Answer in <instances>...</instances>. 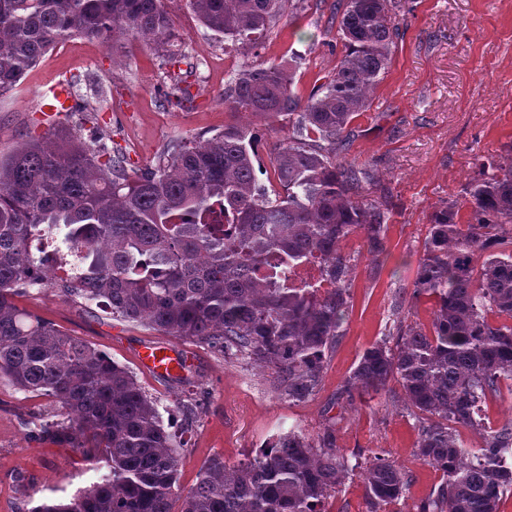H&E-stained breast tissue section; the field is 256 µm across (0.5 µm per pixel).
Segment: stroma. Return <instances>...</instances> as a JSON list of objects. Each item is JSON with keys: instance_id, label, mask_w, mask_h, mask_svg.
<instances>
[{"instance_id": "35a3bbf8", "label": "stroma", "mask_w": 512, "mask_h": 512, "mask_svg": "<svg viewBox=\"0 0 512 512\" xmlns=\"http://www.w3.org/2000/svg\"><path fill=\"white\" fill-rule=\"evenodd\" d=\"M403 33L379 83L348 161L370 167L387 188L392 221L385 253L372 257L362 236L342 243L352 259L350 307L345 334L330 355L321 389L295 402L275 392L268 373L244 360L224 361L203 345L113 318L95 305L53 291L30 289L19 307L52 322L128 368L156 399L166 431L184 442L178 485L189 489L208 458L228 464L251 458L271 436L294 428L315 440L332 432L347 455L378 453L403 465L412 478L397 512H416L442 474L414 454L416 422L404 409L403 392L354 394L342 421L327 407L360 355L398 323L430 328L434 301L412 299L430 214L460 199L483 163L512 152V0H402ZM335 0H302L293 17L280 18L259 54L225 46L198 20L186 0H166L173 33L185 59L167 63L153 47L128 42L122 48L94 38H71L50 49L20 85L0 97V153L37 136L32 115L54 75L78 77L76 104H96L100 131L110 133L128 158L129 173L153 164L174 139L202 140L234 122L224 107L231 77L255 61L278 62L297 55L293 89L308 97L333 67L328 48L336 38ZM93 75L96 86L84 83ZM190 97L177 101L174 83ZM257 151L266 182L270 154L288 124L254 115ZM145 343L181 347L193 365L184 379L154 376L135 357ZM200 410L186 422L184 404ZM45 399L0 382V512H30L47 500L73 495L100 474L80 449L32 440L36 422L49 414Z\"/></svg>"}]
</instances>
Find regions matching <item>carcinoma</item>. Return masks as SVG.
I'll list each match as a JSON object with an SVG mask.
<instances>
[{
    "instance_id": "obj_1",
    "label": "carcinoma",
    "mask_w": 512,
    "mask_h": 512,
    "mask_svg": "<svg viewBox=\"0 0 512 512\" xmlns=\"http://www.w3.org/2000/svg\"><path fill=\"white\" fill-rule=\"evenodd\" d=\"M188 2L209 30L256 52L299 0ZM398 8L397 0H336L343 49L305 100L293 90L294 57L233 77L229 111L288 117L292 131L267 176L277 190L258 183L257 136L243 123L173 141L134 177L111 136L84 137L99 112L90 105L0 155V379L53 407L37 436L106 468L72 498L31 512H326L325 501L356 477L365 512H388L409 493L411 478L395 462L356 454L352 464L330 433L312 441L295 430L244 463L206 460L184 493L182 444L135 376L15 303L29 287L94 301L226 360H250L290 400L313 395L349 309L352 264L340 245L360 234L381 254L392 216L370 169L346 155L353 123L391 64ZM72 37L148 40L166 61L180 56L164 0H0V97ZM489 169L462 190L467 218L455 201L429 216L413 298H434L431 329L396 325L336 392L339 421L353 393L401 387L416 454L442 472L417 512H499L512 495V419L488 427L480 408L512 381V156ZM48 237L79 260L75 274L44 269L33 244ZM308 265L330 289L295 283ZM491 314L503 322L490 323ZM459 426L480 431L483 445L464 447Z\"/></svg>"
}]
</instances>
